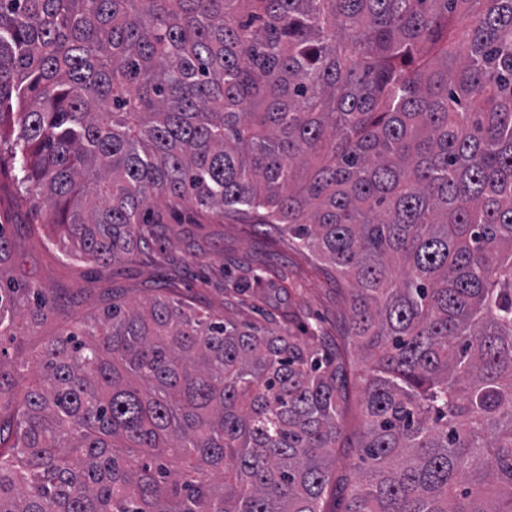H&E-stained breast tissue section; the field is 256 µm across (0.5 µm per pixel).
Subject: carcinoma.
<instances>
[{
  "label": "carcinoma",
  "instance_id": "carcinoma-1",
  "mask_svg": "<svg viewBox=\"0 0 512 512\" xmlns=\"http://www.w3.org/2000/svg\"><path fill=\"white\" fill-rule=\"evenodd\" d=\"M2 162L102 267L159 198L329 264L346 512H512V0H0ZM56 306L0 275V336ZM35 364L0 353V512H322L341 353L110 295ZM360 392L355 384L350 390V397L345 406V428L336 448L335 463L331 467L332 481L323 499L326 512H343L348 503L349 489H346L345 478L353 476V467L359 464L358 425Z\"/></svg>",
  "mask_w": 512,
  "mask_h": 512
}]
</instances>
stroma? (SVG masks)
I'll use <instances>...</instances> for the list:
<instances>
[{
  "mask_svg": "<svg viewBox=\"0 0 512 512\" xmlns=\"http://www.w3.org/2000/svg\"><path fill=\"white\" fill-rule=\"evenodd\" d=\"M14 175L12 166H0V224L8 225L14 244V255L0 272L53 289L61 298L49 323L37 327L26 318L16 322L15 342L26 354L40 349L56 324L98 314L109 289L130 306L148 302L164 288L201 315L299 335L315 326L330 344L345 336L349 315L334 271L262 227L160 201L152 214L158 223L155 262L133 257L103 268L67 257L64 248H46L29 232V225L39 223L46 202L41 197L19 199ZM359 399L358 388H351L332 481L324 494L325 512H344L348 503L345 480L359 463Z\"/></svg>",
  "mask_w": 512,
  "mask_h": 512,
  "instance_id": "obj_1",
  "label": "stroma"
}]
</instances>
